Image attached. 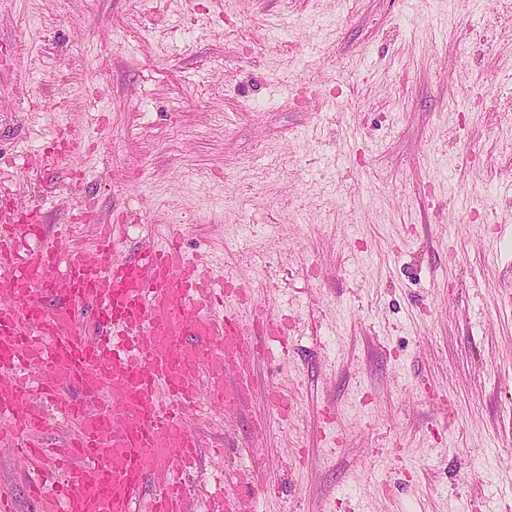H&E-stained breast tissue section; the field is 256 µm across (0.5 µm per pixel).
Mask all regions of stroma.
Wrapping results in <instances>:
<instances>
[{"instance_id": "obj_1", "label": "stroma", "mask_w": 512, "mask_h": 512, "mask_svg": "<svg viewBox=\"0 0 512 512\" xmlns=\"http://www.w3.org/2000/svg\"><path fill=\"white\" fill-rule=\"evenodd\" d=\"M159 5L0 0V173L50 225L92 192L87 243L117 216L127 247L163 236L178 201L189 251L294 302L287 358L191 417L187 483L249 470L258 512H512V0ZM55 132L80 153L27 168ZM267 401L276 410L277 415L283 420H288V415L295 410L296 404L288 398V391L281 386L271 385L267 389Z\"/></svg>"}]
</instances>
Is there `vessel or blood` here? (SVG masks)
Listing matches in <instances>:
<instances>
[{
  "mask_svg": "<svg viewBox=\"0 0 512 512\" xmlns=\"http://www.w3.org/2000/svg\"><path fill=\"white\" fill-rule=\"evenodd\" d=\"M0 181V445L28 463L36 512H192L183 472L203 448L188 419L200 403L227 409L257 361L287 354L281 303L254 307L224 263L187 254L178 230L129 254L124 224H100L91 252L68 249L71 225L45 228ZM71 430L55 448L42 408ZM280 418L295 409L272 385ZM257 490L210 498L205 512H256Z\"/></svg>",
  "mask_w": 512,
  "mask_h": 512,
  "instance_id": "1",
  "label": "vessel or blood"
}]
</instances>
